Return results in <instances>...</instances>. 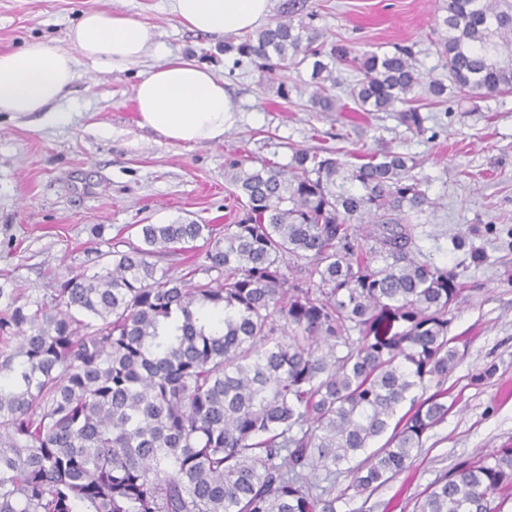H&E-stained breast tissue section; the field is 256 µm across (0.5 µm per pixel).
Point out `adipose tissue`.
Masks as SVG:
<instances>
[{"label": "adipose tissue", "mask_w": 512, "mask_h": 512, "mask_svg": "<svg viewBox=\"0 0 512 512\" xmlns=\"http://www.w3.org/2000/svg\"><path fill=\"white\" fill-rule=\"evenodd\" d=\"M170 11L189 30L231 35L265 22L271 0H170ZM69 38V51L32 42L0 53V112H40L62 101L74 78L77 56L128 68L151 49L153 32L131 15L89 11L80 16ZM134 102L141 125L172 143L222 141L238 121L223 78L191 57H173L141 79Z\"/></svg>", "instance_id": "adipose-tissue-1"}]
</instances>
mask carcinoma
<instances>
[{"instance_id": "obj_1", "label": "carcinoma", "mask_w": 512, "mask_h": 512, "mask_svg": "<svg viewBox=\"0 0 512 512\" xmlns=\"http://www.w3.org/2000/svg\"><path fill=\"white\" fill-rule=\"evenodd\" d=\"M438 44L463 98L512 92V0H446ZM297 0L237 50L261 69L315 58L312 107L421 129L410 47L333 46ZM327 55L360 74L344 84ZM416 162L364 148L240 160L243 215L219 233L138 225V244L57 280L52 302L0 284V512H336L409 469L448 414L456 274L420 259ZM203 241L187 274L152 257ZM437 391L427 394L430 387ZM408 406L402 416L397 412ZM378 448H373L375 443ZM350 475L318 489L309 472ZM512 446L464 461L414 512H504Z\"/></svg>"}]
</instances>
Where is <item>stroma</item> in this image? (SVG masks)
I'll use <instances>...</instances> for the list:
<instances>
[{
	"instance_id": "obj_1",
	"label": "stroma",
	"mask_w": 512,
	"mask_h": 512,
	"mask_svg": "<svg viewBox=\"0 0 512 512\" xmlns=\"http://www.w3.org/2000/svg\"><path fill=\"white\" fill-rule=\"evenodd\" d=\"M301 2L328 41L356 55L408 45L424 80H447L437 44L444 0ZM93 10L139 18L156 49L121 70L77 57L61 102L68 124L44 112H0V283L15 280L47 300L68 271L94 266L113 244L136 242L137 225L231 223L240 205L224 170L235 159L286 167L295 150L358 143L404 153L417 160L415 175L434 203L413 218L421 252L463 285L449 331L460 362L444 383L448 415L411 469L336 510L413 512L456 464L512 445V93L472 101L449 94L423 107L420 132L395 112H320L310 104L309 66L261 71L225 51L223 37L182 27L168 0H0V52L34 40L69 48L70 28ZM174 55L196 57L227 83L239 120L223 141L169 144L140 126L134 88ZM492 365L495 376L475 383Z\"/></svg>"
}]
</instances>
